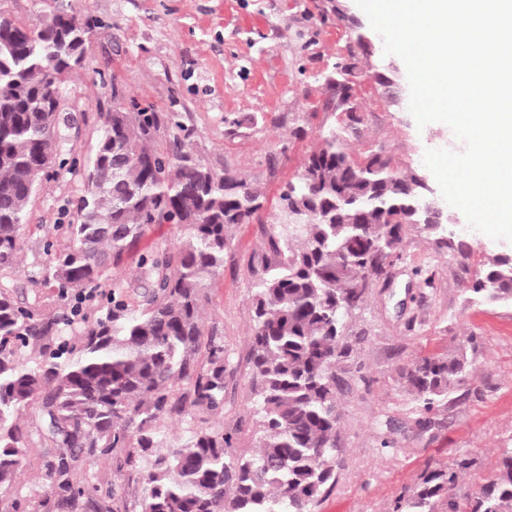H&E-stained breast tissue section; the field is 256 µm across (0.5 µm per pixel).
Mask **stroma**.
I'll list each match as a JSON object with an SVG mask.
<instances>
[{
  "mask_svg": "<svg viewBox=\"0 0 512 512\" xmlns=\"http://www.w3.org/2000/svg\"><path fill=\"white\" fill-rule=\"evenodd\" d=\"M71 2L94 21L87 65L71 75L59 114L58 155L78 165L56 169L37 187L19 231V263L0 271V283L18 298L38 301L43 312L67 314L69 304L57 289L31 277L42 268L45 240L58 250L71 244L67 226L83 190L81 168L95 153L100 113L128 97L178 113L196 157L245 179L263 193L264 207L252 223L232 229L224 269L202 315L204 336L222 342L227 352L224 404L197 411L189 425L168 422V442L179 444L189 427L218 423L236 433L238 452L253 454L252 285L273 259L267 238L280 221L281 189L315 148V132L327 124H352L346 147L355 159L386 152L423 179L437 200L442 194L424 154L463 145L449 126H418L409 111L405 65L385 54L382 37L355 0H346L344 8L360 22L370 46L355 80L357 112L351 118L323 109L328 91L322 75L345 54L351 31L323 12L322 0ZM448 213L451 221L440 234L408 228L401 260L374 282L347 323L353 350L336 366V481L314 512H389L426 465L451 463L462 452L475 464L457 493L471 494L495 474L501 450L512 446V306L471 302L466 293L496 257L512 256V242L470 228L456 208ZM440 236L452 248H438ZM177 237L173 225H152L119 266L106 271V278L121 283L130 309H141L148 285L140 255L175 249ZM458 243L463 251H455ZM422 272L432 275V287L420 284ZM470 334L479 347L469 388L455 393L448 407L420 415L403 388L402 368L424 356L452 353ZM22 424L29 438L23 468L13 482L0 485V512H58L43 476L59 451L43 441L36 410L24 411ZM386 439L391 447H383ZM128 454L116 448L83 460L79 468L90 483L111 492L115 512L140 509L142 486L120 469Z\"/></svg>",
  "mask_w": 512,
  "mask_h": 512,
  "instance_id": "stroma-1",
  "label": "stroma"
}]
</instances>
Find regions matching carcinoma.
Masks as SVG:
<instances>
[{
  "label": "carcinoma",
  "instance_id": "obj_1",
  "mask_svg": "<svg viewBox=\"0 0 512 512\" xmlns=\"http://www.w3.org/2000/svg\"><path fill=\"white\" fill-rule=\"evenodd\" d=\"M60 2L37 32L0 15V269L18 263L19 228L30 198L48 169L43 145L57 136L68 76L85 67L91 22L75 23ZM356 41L325 76L327 112L355 105L359 72ZM105 112L97 142L95 177L77 199L67 251L44 245V277L60 297L102 287L152 224L181 232L174 253L147 252L139 265L151 274L144 307L131 310L112 282L110 306L82 320L77 336L62 334L74 321L50 317L15 299L0 284V484L22 468L21 412L37 406L42 438L60 449L45 487L57 506L96 503L99 488L80 478L83 456L136 448L145 465L140 512H314L335 481L339 414L336 363L349 352L346 322L374 280L401 259L407 227L424 216L420 179L401 173L388 154L361 160L347 152V128L318 129L317 148L279 195L281 231L269 235L274 260L253 284L252 394L256 453H237L234 437L214 424L184 444L163 447L165 419L190 422L199 409L224 403L225 349L202 344L201 312L208 288L224 268L228 229L250 223L263 208L245 180L203 164L186 143L174 112L139 106ZM468 292L479 302L512 304V260L497 259ZM205 346L207 368L194 359ZM468 336L444 357L428 356L401 371L422 414L448 400L472 374ZM192 383L187 393L180 383ZM165 448L162 453L157 448ZM471 466L464 454L448 466L427 468L393 512H512V448L496 474L462 499L454 489Z\"/></svg>",
  "mask_w": 512,
  "mask_h": 512
}]
</instances>
